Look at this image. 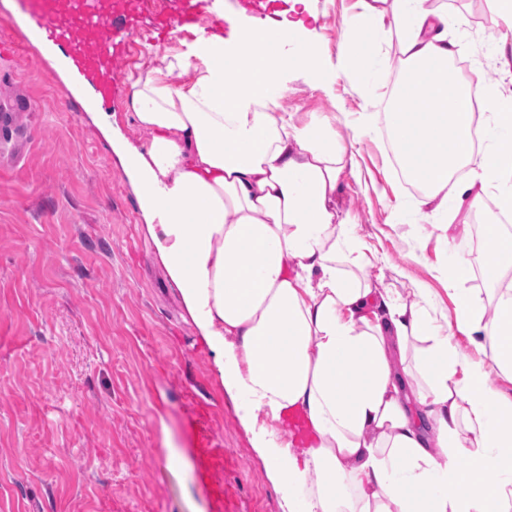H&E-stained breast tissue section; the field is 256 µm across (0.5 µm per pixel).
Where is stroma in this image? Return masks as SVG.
<instances>
[{
  "label": "stroma",
  "mask_w": 512,
  "mask_h": 512,
  "mask_svg": "<svg viewBox=\"0 0 512 512\" xmlns=\"http://www.w3.org/2000/svg\"><path fill=\"white\" fill-rule=\"evenodd\" d=\"M288 0L249 10L224 0L235 26L280 21ZM460 24L449 40L465 63L459 79L482 75L487 90L512 94L501 72L498 0H449ZM361 0H310L303 13L334 73L328 89L288 74L282 101L297 125L326 117L352 151L343 172L338 218L365 244L373 287L406 301L430 291L439 324L456 319L459 291L491 300L503 272L476 243L489 207L462 209L454 245L414 225L417 201L392 167L380 119L388 87L356 88L344 47L358 30ZM155 12L142 8L129 36L123 76L156 66V53L184 52L194 30L158 35ZM0 102L18 103L13 129L0 131V512H213L212 486L226 512H282L281 498L240 423L234 402L170 280L119 157L122 141H147L128 92L99 103L59 47L0 0ZM372 121H365V113ZM470 271L457 282L441 274L454 248ZM224 450L213 482L201 479L204 438Z\"/></svg>",
  "instance_id": "stroma-1"
}]
</instances>
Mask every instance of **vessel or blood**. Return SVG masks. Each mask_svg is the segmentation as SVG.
Instances as JSON below:
<instances>
[{
  "label": "vessel or blood",
  "instance_id": "obj_1",
  "mask_svg": "<svg viewBox=\"0 0 512 512\" xmlns=\"http://www.w3.org/2000/svg\"><path fill=\"white\" fill-rule=\"evenodd\" d=\"M24 13L67 54L81 81L109 100L122 86L117 66L128 54V32L139 0H19ZM212 0H168L155 17L158 28L172 31L216 23Z\"/></svg>",
  "mask_w": 512,
  "mask_h": 512
}]
</instances>
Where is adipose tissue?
I'll return each instance as SVG.
<instances>
[{"label": "adipose tissue", "instance_id": "1", "mask_svg": "<svg viewBox=\"0 0 512 512\" xmlns=\"http://www.w3.org/2000/svg\"><path fill=\"white\" fill-rule=\"evenodd\" d=\"M386 19L402 36L391 81L368 49ZM449 23L429 0H392L387 14L370 4L345 46L358 88L390 84L385 124L422 189L415 222L443 239L463 206L493 193L512 202V99L457 80ZM251 34L200 29L186 53L132 80L148 145L125 144L124 156L157 252L283 512H512V399L490 383L491 370L512 375V289L487 324L481 299L459 292L448 329L426 293L409 303L372 287L361 242L336 220L346 149L328 125H294L281 104L289 71L324 87L328 65L302 22L270 26L257 48ZM175 71L187 82L169 83ZM476 100L489 111L478 152ZM458 166L467 178L454 177ZM456 330L492 368L460 355ZM291 409L306 419L309 447L280 424Z\"/></svg>", "mask_w": 512, "mask_h": 512}]
</instances>
